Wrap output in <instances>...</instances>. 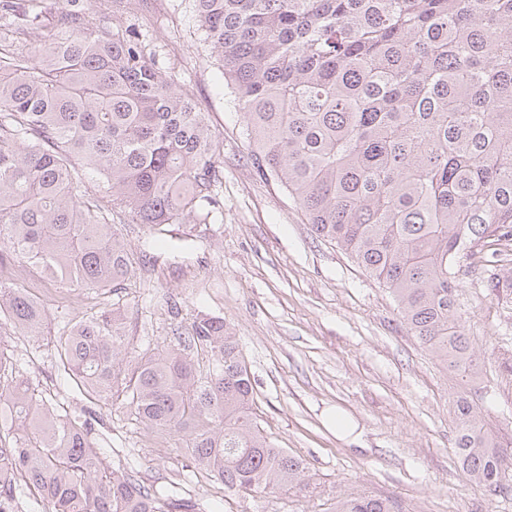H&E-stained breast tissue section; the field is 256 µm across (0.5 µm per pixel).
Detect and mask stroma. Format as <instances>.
<instances>
[{
  "instance_id": "stroma-1",
  "label": "stroma",
  "mask_w": 512,
  "mask_h": 512,
  "mask_svg": "<svg viewBox=\"0 0 512 512\" xmlns=\"http://www.w3.org/2000/svg\"><path fill=\"white\" fill-rule=\"evenodd\" d=\"M92 21L132 25L156 59L192 95L224 141V208L205 224H170L167 246L123 224L136 257L124 288L97 290L43 278L48 314L39 336L0 320V347L16 372L60 414L86 419L105 463L192 502L197 512H336L340 498L388 499L400 512H512V493L470 483L455 457L458 380L404 323L388 291L335 244L318 238L276 181L256 172L241 112L231 108L223 69L204 42L188 0L112 8L86 0ZM461 324L481 352L468 390L502 445L512 444V291L463 275ZM126 306L130 352L174 344L202 314L224 319L256 381L264 434L305 463L302 486L275 494L234 493L173 439L142 429L121 397L90 402L65 371L53 339L82 319ZM352 426L336 430L337 420Z\"/></svg>"
}]
</instances>
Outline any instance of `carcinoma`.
Segmentation results:
<instances>
[{"mask_svg":"<svg viewBox=\"0 0 512 512\" xmlns=\"http://www.w3.org/2000/svg\"><path fill=\"white\" fill-rule=\"evenodd\" d=\"M0 0V268L24 263L82 288L117 290L134 266L114 226L162 231L222 207L224 141L173 86L135 27L100 28L84 0ZM245 118L257 173L313 231L385 286L420 343L460 380L457 464L490 491L512 487L467 385L480 358L460 321L461 260L512 241V0H191ZM96 178L108 200L81 190ZM124 306L56 339L72 380L120 393L144 429L177 438L224 488L274 493L305 481L253 412L254 380L224 319L202 315L178 344L129 360ZM38 336L44 305L0 281V317ZM207 350L215 364L189 356ZM0 350V512L18 482L48 512H172L156 488L106 465L86 424L62 418ZM10 379H5V376ZM336 512H396L347 497Z\"/></svg>","mask_w":512,"mask_h":512,"instance_id":"1","label":"carcinoma"}]
</instances>
